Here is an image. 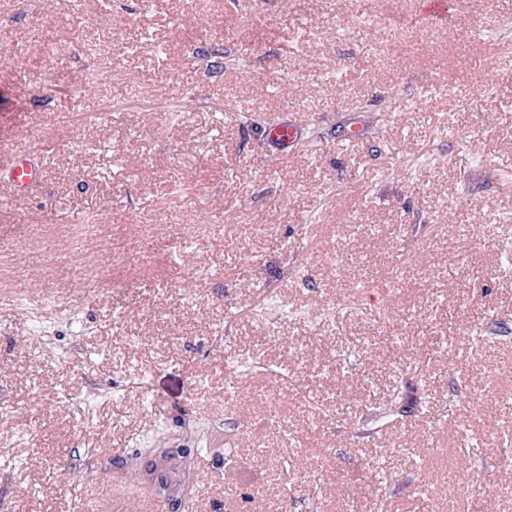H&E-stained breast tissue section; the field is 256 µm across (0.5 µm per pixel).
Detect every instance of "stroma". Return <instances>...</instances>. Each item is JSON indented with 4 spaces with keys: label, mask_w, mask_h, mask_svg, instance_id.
Wrapping results in <instances>:
<instances>
[{
    "label": "stroma",
    "mask_w": 512,
    "mask_h": 512,
    "mask_svg": "<svg viewBox=\"0 0 512 512\" xmlns=\"http://www.w3.org/2000/svg\"><path fill=\"white\" fill-rule=\"evenodd\" d=\"M447 3L0 0V133L43 159L0 193V512H171L156 448L198 451L180 512H512V0ZM303 130L296 121L277 114L267 119L262 136L277 154L287 156L300 140Z\"/></svg>",
    "instance_id": "stroma-1"
}]
</instances>
